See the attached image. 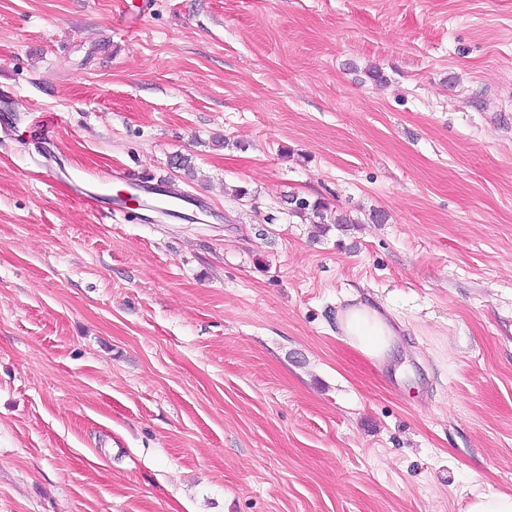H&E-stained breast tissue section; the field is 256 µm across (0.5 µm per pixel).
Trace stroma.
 <instances>
[{
    "instance_id": "1",
    "label": "stroma",
    "mask_w": 512,
    "mask_h": 512,
    "mask_svg": "<svg viewBox=\"0 0 512 512\" xmlns=\"http://www.w3.org/2000/svg\"><path fill=\"white\" fill-rule=\"evenodd\" d=\"M2 96L0 512L512 493V0H0ZM116 170L211 214L80 199ZM355 293L405 324L382 364ZM289 205L288 215L308 221L309 224H317L323 231L329 229L330 224H353L354 219L350 215L330 209L329 204L322 198L310 199L291 195L286 201ZM350 298L353 305L338 314L337 336L365 358L380 362L396 345L403 322L399 316L367 301ZM385 313H384V312Z\"/></svg>"
}]
</instances>
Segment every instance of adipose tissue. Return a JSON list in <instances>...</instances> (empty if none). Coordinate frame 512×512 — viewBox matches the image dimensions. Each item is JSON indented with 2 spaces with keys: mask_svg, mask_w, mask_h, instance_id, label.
<instances>
[{
  "mask_svg": "<svg viewBox=\"0 0 512 512\" xmlns=\"http://www.w3.org/2000/svg\"><path fill=\"white\" fill-rule=\"evenodd\" d=\"M402 325V320L396 314L380 310L363 300L355 301L338 315L339 336L373 362L389 356Z\"/></svg>",
  "mask_w": 512,
  "mask_h": 512,
  "instance_id": "ef3b65f1",
  "label": "adipose tissue"
}]
</instances>
